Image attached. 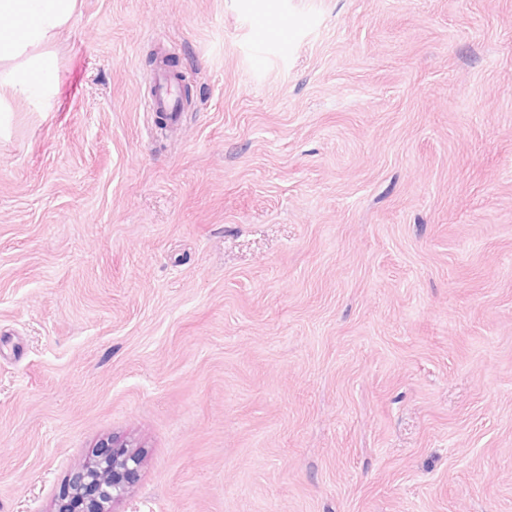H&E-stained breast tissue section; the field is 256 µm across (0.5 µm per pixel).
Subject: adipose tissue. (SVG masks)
Segmentation results:
<instances>
[{
  "label": "adipose tissue",
  "instance_id": "1",
  "mask_svg": "<svg viewBox=\"0 0 512 512\" xmlns=\"http://www.w3.org/2000/svg\"><path fill=\"white\" fill-rule=\"evenodd\" d=\"M77 0H0V117L15 102L45 105L56 90L50 52L68 26Z\"/></svg>",
  "mask_w": 512,
  "mask_h": 512
}]
</instances>
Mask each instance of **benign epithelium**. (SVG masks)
<instances>
[{
    "instance_id": "benign-epithelium-1",
    "label": "benign epithelium",
    "mask_w": 512,
    "mask_h": 512,
    "mask_svg": "<svg viewBox=\"0 0 512 512\" xmlns=\"http://www.w3.org/2000/svg\"><path fill=\"white\" fill-rule=\"evenodd\" d=\"M141 454L134 444L112 436L62 484L55 512H115L139 473Z\"/></svg>"
}]
</instances>
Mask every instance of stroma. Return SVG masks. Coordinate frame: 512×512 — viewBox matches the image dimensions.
Here are the masks:
<instances>
[{"instance_id": "stroma-1", "label": "stroma", "mask_w": 512, "mask_h": 512, "mask_svg": "<svg viewBox=\"0 0 512 512\" xmlns=\"http://www.w3.org/2000/svg\"><path fill=\"white\" fill-rule=\"evenodd\" d=\"M52 51L0 138V512L114 434L116 512H512V0H78ZM290 25L288 19H284L274 26L258 21L255 26V33L259 40L286 42ZM147 107L152 112H167L173 123L178 120L180 108L175 86L170 81L167 70L162 66L155 71L154 88L149 94Z\"/></svg>"}]
</instances>
